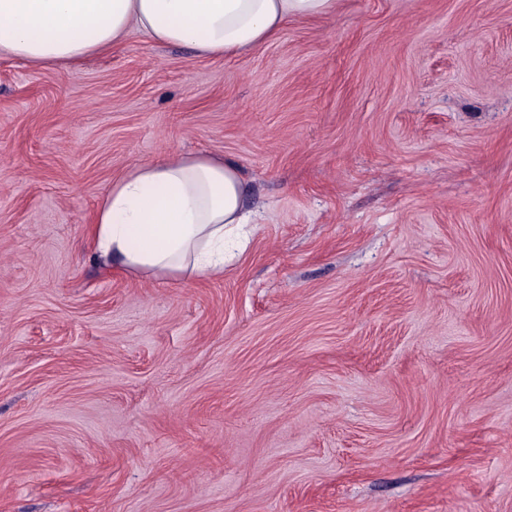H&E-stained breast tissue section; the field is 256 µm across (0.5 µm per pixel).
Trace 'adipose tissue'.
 Instances as JSON below:
<instances>
[{
	"label": "adipose tissue",
	"mask_w": 512,
	"mask_h": 512,
	"mask_svg": "<svg viewBox=\"0 0 512 512\" xmlns=\"http://www.w3.org/2000/svg\"><path fill=\"white\" fill-rule=\"evenodd\" d=\"M336 0H0V54L35 64L81 62L137 30L159 45L231 56L272 42L292 19ZM236 165L172 154L112 180L95 210L97 257L134 274L208 278L248 235Z\"/></svg>",
	"instance_id": "ef3b65f1"
}]
</instances>
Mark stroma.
Segmentation results:
<instances>
[{
	"mask_svg": "<svg viewBox=\"0 0 512 512\" xmlns=\"http://www.w3.org/2000/svg\"><path fill=\"white\" fill-rule=\"evenodd\" d=\"M197 152L245 251L100 262L112 179ZM0 512H512V0L1 56Z\"/></svg>",
	"mask_w": 512,
	"mask_h": 512,
	"instance_id": "1",
	"label": "stroma"
}]
</instances>
